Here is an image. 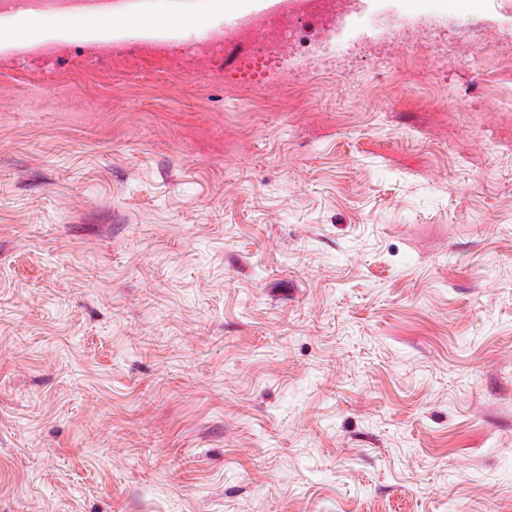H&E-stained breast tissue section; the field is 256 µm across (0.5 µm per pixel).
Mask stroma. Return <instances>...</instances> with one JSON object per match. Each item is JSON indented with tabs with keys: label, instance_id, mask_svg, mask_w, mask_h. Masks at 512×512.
Wrapping results in <instances>:
<instances>
[{
	"label": "stroma",
	"instance_id": "1",
	"mask_svg": "<svg viewBox=\"0 0 512 512\" xmlns=\"http://www.w3.org/2000/svg\"><path fill=\"white\" fill-rule=\"evenodd\" d=\"M511 37L0 45V512H512Z\"/></svg>",
	"mask_w": 512,
	"mask_h": 512
}]
</instances>
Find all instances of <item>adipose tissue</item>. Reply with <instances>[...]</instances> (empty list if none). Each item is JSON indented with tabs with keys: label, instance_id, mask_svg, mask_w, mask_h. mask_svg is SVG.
Masks as SVG:
<instances>
[{
	"label": "adipose tissue",
	"instance_id": "obj_1",
	"mask_svg": "<svg viewBox=\"0 0 512 512\" xmlns=\"http://www.w3.org/2000/svg\"><path fill=\"white\" fill-rule=\"evenodd\" d=\"M244 11L241 0H210L207 8L197 13L180 16L165 10H158L147 17L129 20L123 16L113 17L112 27L126 29L136 27L154 31L173 28H189L197 31L208 30L216 19L227 14L239 15ZM101 17L83 14L40 15L21 20L16 25L0 29V43L34 44L46 38L51 32L65 30L74 33L92 32L102 28Z\"/></svg>",
	"mask_w": 512,
	"mask_h": 512
}]
</instances>
